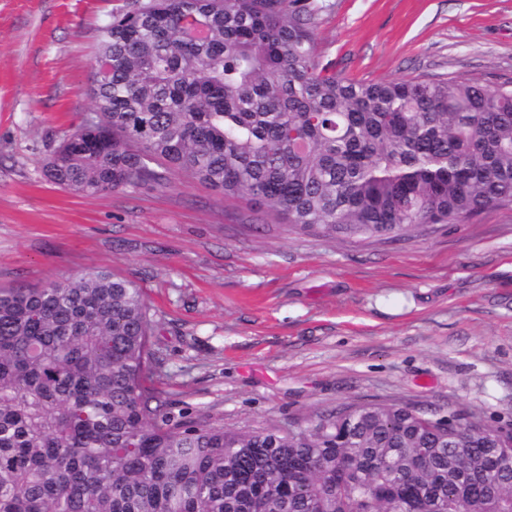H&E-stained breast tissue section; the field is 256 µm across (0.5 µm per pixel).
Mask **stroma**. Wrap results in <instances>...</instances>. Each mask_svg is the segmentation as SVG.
Instances as JSON below:
<instances>
[{
	"instance_id": "stroma-1",
	"label": "stroma",
	"mask_w": 512,
	"mask_h": 512,
	"mask_svg": "<svg viewBox=\"0 0 512 512\" xmlns=\"http://www.w3.org/2000/svg\"><path fill=\"white\" fill-rule=\"evenodd\" d=\"M136 0H0V286L103 269L143 288L172 421L307 427L349 403L512 428V208L411 237L290 231L189 177L80 196L43 158L92 110L102 28ZM359 79L512 81V0H314Z\"/></svg>"
}]
</instances>
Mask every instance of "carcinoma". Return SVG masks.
I'll list each match as a JSON object with an SVG mask.
<instances>
[{"label":"carcinoma","instance_id":"obj_1","mask_svg":"<svg viewBox=\"0 0 512 512\" xmlns=\"http://www.w3.org/2000/svg\"><path fill=\"white\" fill-rule=\"evenodd\" d=\"M93 112L43 162L94 196L180 172L361 242L512 204V82L353 80L312 0H139L103 29ZM131 279L0 288V512H512V429L356 403L299 431L171 423Z\"/></svg>","mask_w":512,"mask_h":512}]
</instances>
